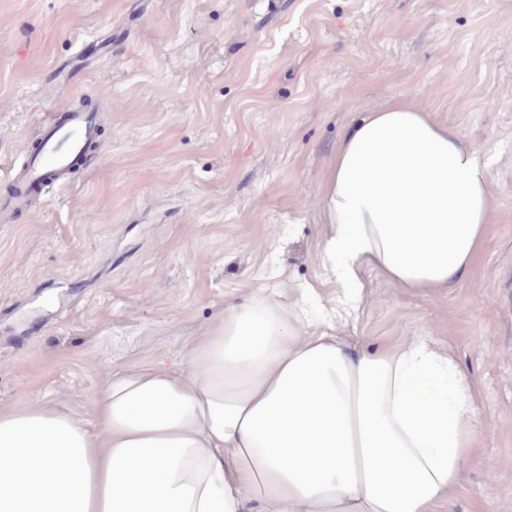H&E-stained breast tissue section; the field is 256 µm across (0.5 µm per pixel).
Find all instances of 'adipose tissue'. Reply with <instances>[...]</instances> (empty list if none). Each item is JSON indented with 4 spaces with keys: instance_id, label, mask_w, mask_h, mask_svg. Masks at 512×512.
Listing matches in <instances>:
<instances>
[{
    "instance_id": "adipose-tissue-1",
    "label": "adipose tissue",
    "mask_w": 512,
    "mask_h": 512,
    "mask_svg": "<svg viewBox=\"0 0 512 512\" xmlns=\"http://www.w3.org/2000/svg\"><path fill=\"white\" fill-rule=\"evenodd\" d=\"M491 160L398 96L344 135L326 179L322 259L401 287L467 278ZM480 392L426 337L357 346L290 328L267 297L232 306L181 365L113 376L94 421L0 412V512H433L474 462Z\"/></svg>"
}]
</instances>
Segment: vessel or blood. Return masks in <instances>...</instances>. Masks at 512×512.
<instances>
[{
	"label": "vessel or blood",
	"mask_w": 512,
	"mask_h": 512,
	"mask_svg": "<svg viewBox=\"0 0 512 512\" xmlns=\"http://www.w3.org/2000/svg\"><path fill=\"white\" fill-rule=\"evenodd\" d=\"M97 127V113L74 108L43 124L27 165L11 173V193L0 198V223H10L17 212L27 209L44 186L65 181L71 168L86 160Z\"/></svg>",
	"instance_id": "b4317fda"
}]
</instances>
